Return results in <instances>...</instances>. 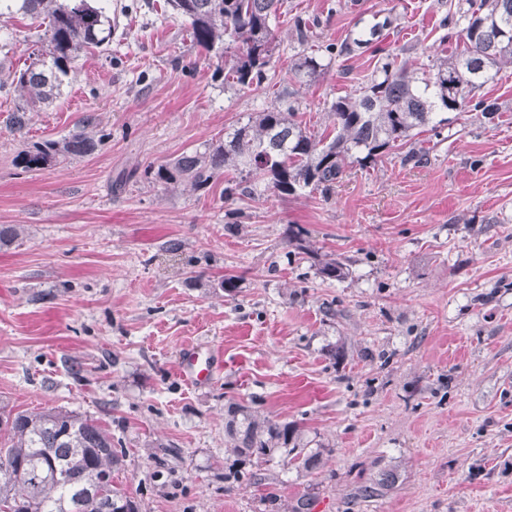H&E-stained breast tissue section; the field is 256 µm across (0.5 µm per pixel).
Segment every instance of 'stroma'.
<instances>
[{
  "mask_svg": "<svg viewBox=\"0 0 512 512\" xmlns=\"http://www.w3.org/2000/svg\"><path fill=\"white\" fill-rule=\"evenodd\" d=\"M164 0H112V41L78 62L26 137L0 92V225L25 237L0 249V401L90 416L125 455L112 483L138 512H260L276 491L310 512H512V67L481 95L487 121L450 113L421 133L427 163L391 151L346 166L330 197L224 200V180L163 188L146 166L202 151L293 85L292 22L271 84L228 89L217 58L193 48ZM339 44L390 16L381 46H409L413 66L449 55L448 0H293ZM40 29L15 16L0 46L24 60ZM363 48L300 89L298 119L320 131L325 106L370 73ZM94 116V154L21 172L24 142L60 139ZM301 228L312 253H291ZM346 266L318 272L320 257ZM238 276L233 292L219 288ZM221 348L224 368L194 388L182 347ZM293 422L312 472L262 463V485L224 487L230 403ZM377 485L364 500L361 488Z\"/></svg>",
  "mask_w": 512,
  "mask_h": 512,
  "instance_id": "obj_1",
  "label": "stroma"
}]
</instances>
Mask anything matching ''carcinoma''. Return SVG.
<instances>
[{
  "instance_id": "carcinoma-1",
  "label": "carcinoma",
  "mask_w": 512,
  "mask_h": 512,
  "mask_svg": "<svg viewBox=\"0 0 512 512\" xmlns=\"http://www.w3.org/2000/svg\"><path fill=\"white\" fill-rule=\"evenodd\" d=\"M172 13L189 22L194 44L224 59V83L239 90L259 88L270 80L277 36L271 18L286 7L292 13L296 40L315 42L319 21L307 23L286 0H166ZM21 14L44 28L41 45L28 54L25 68L9 69L0 91L17 93L10 117L12 131L22 134L37 106L48 107L61 95L79 59L109 45L112 17L99 0H0V21ZM459 45L452 54L430 60L425 70L410 67L408 48L389 51L365 84L332 101L329 127L309 130L295 120L299 90L284 89L279 103L247 120L202 152L181 155L144 169L148 181L165 188L183 183L209 185L232 172L235 179L224 197L254 199L259 190L288 197L309 189L327 195L351 163L365 166L394 148L408 146L401 161H428V151L413 138L428 127L448 124L443 112H476L494 120L496 101L476 95L506 65H512V0H463L442 19ZM392 26L390 17L373 23L341 44L318 45L291 64L297 82L314 79L337 58L379 42ZM105 138L91 117L81 129L60 139L29 143L15 157L24 172L93 154ZM22 224L0 225V248L22 239ZM319 274L341 279L344 263L320 262ZM224 488L260 483V474L245 469L255 461L279 457L307 471L320 467V453L301 446L296 425L261 418L248 406L227 407ZM123 450L112 434L75 410L56 407L38 412L0 406V509L4 512H137V506L112 485V468ZM263 500L270 512H308L310 497L281 502L270 493Z\"/></svg>"
}]
</instances>
